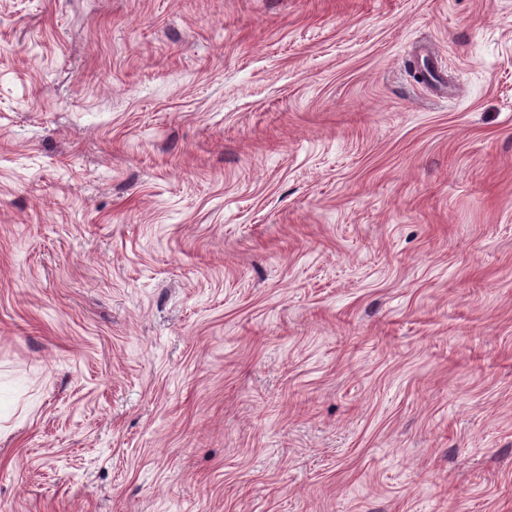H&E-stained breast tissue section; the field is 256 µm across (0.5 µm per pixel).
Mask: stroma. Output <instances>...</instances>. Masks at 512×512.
<instances>
[{
  "instance_id": "stroma-1",
  "label": "stroma",
  "mask_w": 512,
  "mask_h": 512,
  "mask_svg": "<svg viewBox=\"0 0 512 512\" xmlns=\"http://www.w3.org/2000/svg\"><path fill=\"white\" fill-rule=\"evenodd\" d=\"M0 512H512V0H0Z\"/></svg>"
}]
</instances>
